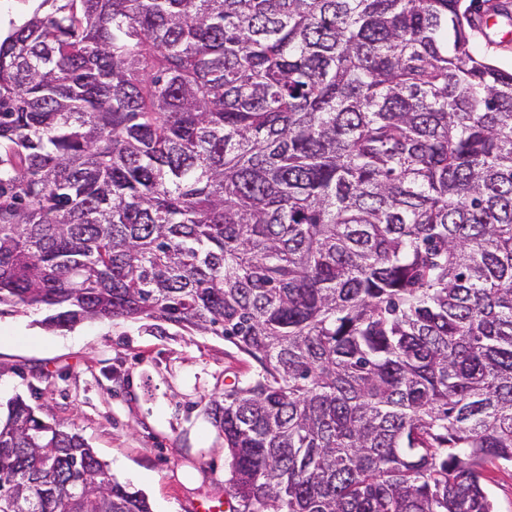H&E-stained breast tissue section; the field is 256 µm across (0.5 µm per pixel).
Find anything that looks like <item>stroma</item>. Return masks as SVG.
Returning <instances> with one entry per match:
<instances>
[{"label": "stroma", "instance_id": "obj_1", "mask_svg": "<svg viewBox=\"0 0 512 512\" xmlns=\"http://www.w3.org/2000/svg\"><path fill=\"white\" fill-rule=\"evenodd\" d=\"M42 313L0 316V404L19 397L76 429L153 512L225 498L228 454L204 408L254 361L215 335L159 320L42 326Z\"/></svg>", "mask_w": 512, "mask_h": 512}]
</instances>
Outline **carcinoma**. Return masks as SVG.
Listing matches in <instances>:
<instances>
[{"label":"carcinoma","instance_id":"obj_1","mask_svg":"<svg viewBox=\"0 0 512 512\" xmlns=\"http://www.w3.org/2000/svg\"><path fill=\"white\" fill-rule=\"evenodd\" d=\"M39 0L0 37V315L154 319L241 512H495L512 466V68L479 0ZM0 512H152L17 398ZM486 30V29H484ZM483 30V31H484ZM482 31V32H483ZM511 31V33H510ZM482 32H475L474 43L477 49L494 62L502 66H512V25L508 21L499 18L496 28L486 30L493 43H488ZM509 32V34H507ZM485 485L490 491L496 512H512V467L488 465Z\"/></svg>","mask_w":512,"mask_h":512}]
</instances>
